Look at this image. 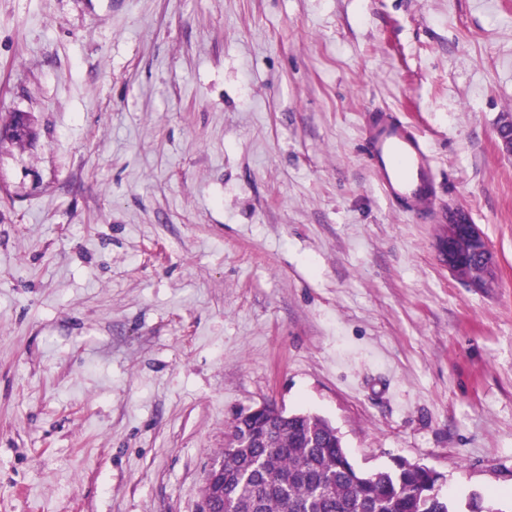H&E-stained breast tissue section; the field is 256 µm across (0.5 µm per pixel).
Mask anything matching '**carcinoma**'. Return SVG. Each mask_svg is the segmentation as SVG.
<instances>
[{
  "instance_id": "carcinoma-1",
  "label": "carcinoma",
  "mask_w": 512,
  "mask_h": 512,
  "mask_svg": "<svg viewBox=\"0 0 512 512\" xmlns=\"http://www.w3.org/2000/svg\"><path fill=\"white\" fill-rule=\"evenodd\" d=\"M218 460L224 497L212 512H457L430 469L398 459L364 473L330 423L306 412L235 419Z\"/></svg>"
}]
</instances>
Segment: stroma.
<instances>
[{"mask_svg": "<svg viewBox=\"0 0 512 512\" xmlns=\"http://www.w3.org/2000/svg\"><path fill=\"white\" fill-rule=\"evenodd\" d=\"M427 139L478 291L362 145ZM0 512H199L232 418L512 503V0H0Z\"/></svg>", "mask_w": 512, "mask_h": 512, "instance_id": "stroma-1", "label": "stroma"}]
</instances>
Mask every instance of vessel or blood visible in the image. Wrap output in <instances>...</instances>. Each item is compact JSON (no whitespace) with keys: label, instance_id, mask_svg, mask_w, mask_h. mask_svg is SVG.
I'll use <instances>...</instances> for the list:
<instances>
[{"label":"vessel or blood","instance_id":"vessel-or-blood-1","mask_svg":"<svg viewBox=\"0 0 512 512\" xmlns=\"http://www.w3.org/2000/svg\"><path fill=\"white\" fill-rule=\"evenodd\" d=\"M362 134L382 194L406 212L447 223V212L437 207L436 165L426 138L387 110L365 113Z\"/></svg>","mask_w":512,"mask_h":512}]
</instances>
